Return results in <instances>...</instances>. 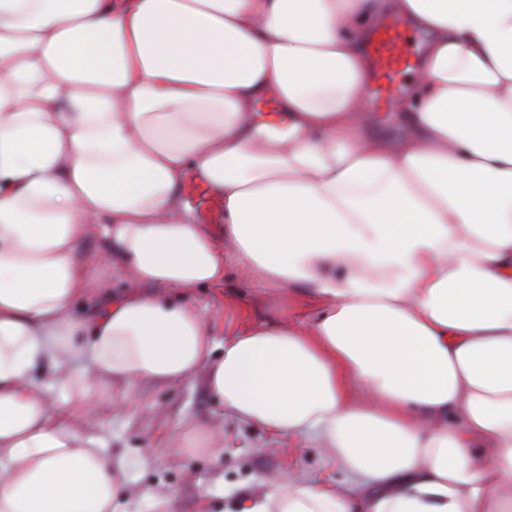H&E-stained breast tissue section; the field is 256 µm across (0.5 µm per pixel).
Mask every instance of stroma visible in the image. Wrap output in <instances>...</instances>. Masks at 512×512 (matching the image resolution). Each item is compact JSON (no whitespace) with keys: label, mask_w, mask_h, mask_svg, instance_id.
<instances>
[{"label":"stroma","mask_w":512,"mask_h":512,"mask_svg":"<svg viewBox=\"0 0 512 512\" xmlns=\"http://www.w3.org/2000/svg\"><path fill=\"white\" fill-rule=\"evenodd\" d=\"M184 197L200 224L220 236L222 205L204 186L187 180ZM187 298L209 327L216 346H223L236 330L248 323L276 319L280 293L261 280L241 279L234 258L225 261L224 281L216 287L197 288ZM133 406L106 416L93 425L113 457L132 465V475L147 499L176 492L175 512H233L243 498L269 490L266 476L300 471L317 478L337 480L341 472L321 455L312 439L276 436L224 420V453L212 458L199 454L177 461L161 445L169 431L185 420H213L218 403L202 381L194 378L173 386L142 382L133 390ZM141 502L140 512H150Z\"/></svg>","instance_id":"35a3bbf8"}]
</instances>
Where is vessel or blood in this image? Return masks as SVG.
I'll return each instance as SVG.
<instances>
[{"instance_id": "1", "label": "vessel or blood", "mask_w": 512, "mask_h": 512, "mask_svg": "<svg viewBox=\"0 0 512 512\" xmlns=\"http://www.w3.org/2000/svg\"><path fill=\"white\" fill-rule=\"evenodd\" d=\"M373 72L371 100L389 102L400 85L402 75L411 66V50L404 24L391 20L379 25L368 46Z\"/></svg>"}]
</instances>
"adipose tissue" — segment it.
Listing matches in <instances>:
<instances>
[{"label":"adipose tissue","instance_id":"adipose-tissue-1","mask_svg":"<svg viewBox=\"0 0 512 512\" xmlns=\"http://www.w3.org/2000/svg\"><path fill=\"white\" fill-rule=\"evenodd\" d=\"M387 18L428 37L395 141L365 98ZM228 253L282 304L218 354L182 294ZM195 376L343 475L239 512H512V0H0V512H134L86 424L125 409L113 383ZM165 446L217 457L224 430ZM184 197L199 224L216 238L221 236L223 224L222 205L204 186L198 184L191 176L187 178Z\"/></svg>","mask_w":512,"mask_h":512}]
</instances>
